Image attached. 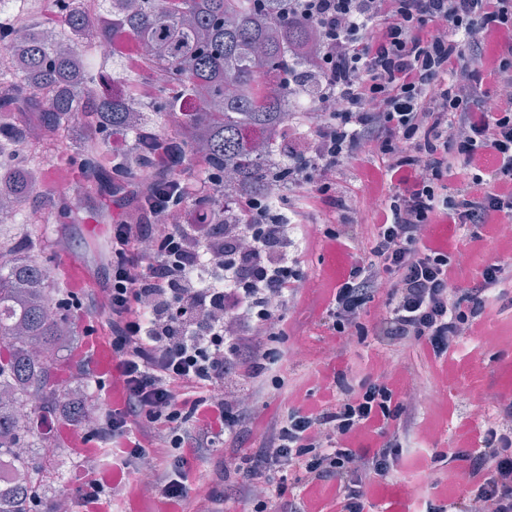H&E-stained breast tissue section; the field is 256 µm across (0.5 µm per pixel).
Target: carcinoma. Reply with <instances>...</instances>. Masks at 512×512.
Listing matches in <instances>:
<instances>
[{"mask_svg":"<svg viewBox=\"0 0 512 512\" xmlns=\"http://www.w3.org/2000/svg\"><path fill=\"white\" fill-rule=\"evenodd\" d=\"M43 0H18L9 20H0V137L25 142L30 122L23 112H38L45 136L26 154L7 159L0 153V224L21 222L17 208L55 214L58 224L72 219L69 206L37 189L47 179L43 163L57 155L79 160L83 197L94 199L124 182V175L147 166L153 115L166 118L165 136L189 158L203 159L211 172L231 177L224 187L236 195L270 196L282 188L280 166L268 159L270 129L284 121L290 98L320 94L317 71L318 28L306 18L282 11V0H132L109 13L103 0H54L63 28L48 40L41 29ZM28 46L15 59L16 41ZM130 43L126 65L94 63L93 43ZM166 73L165 83L154 80ZM100 82L109 84L103 93ZM126 139L112 148L111 136ZM224 192L204 193L194 206L222 210ZM59 272L0 248V391L25 408L30 402L47 413L61 411L64 397L55 383L56 343L74 335L47 284ZM35 444L24 420L0 407V455L19 444ZM18 473L0 485V512H36L43 503L46 468L34 455L17 456Z\"/></svg>","mask_w":512,"mask_h":512,"instance_id":"obj_1","label":"carcinoma"}]
</instances>
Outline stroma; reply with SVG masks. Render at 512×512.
<instances>
[{"label": "stroma", "mask_w": 512, "mask_h": 512, "mask_svg": "<svg viewBox=\"0 0 512 512\" xmlns=\"http://www.w3.org/2000/svg\"><path fill=\"white\" fill-rule=\"evenodd\" d=\"M72 187L66 200L74 219L68 224H44L40 230L52 239L48 248L31 252L32 262L50 266L58 256L72 257L77 270L59 277L53 285L54 298H74L69 309L73 335L63 337L58 348L63 361L57 372V382L65 399H72L78 386L73 378L74 366L69 359L72 348L94 350L105 356L107 338L102 327V313L98 301L112 269V257L107 248L108 237L120 213L127 208V201H120L110 194H103L94 202H87L78 190L80 169L75 160L60 159ZM378 164L372 149H365L358 160L342 165L336 171V193L346 201L345 208L333 211L322 206L316 209L308 229V243L303 246L299 260L304 273L298 307L289 311L288 319L294 330L290 342L283 348L288 352L289 372L306 376L307 386L314 397H321V375L327 362L344 368L349 377L380 374L384 367L379 362L381 344L374 338L359 340L355 336H331L320 323L319 299L322 287L334 266L343 262L320 239V226L327 220L335 221L338 228L363 237L360 224L362 215L375 207L385 195L384 189L374 188L367 181L369 173ZM302 342V355L292 354L294 342ZM450 372L440 367L424 366L416 355L403 359L399 372L407 383L413 398L415 426L410 432L413 452L423 453L427 448H455L462 446L468 430L481 425L484 417L499 405L512 401V315L487 310L476 334L462 337L455 357L450 362ZM423 387L426 396L414 395L416 387ZM33 433L49 438L51 445L37 449V456L45 458L48 465L46 494L55 496L73 492L86 474L83 450L78 442L85 428L81 421L64 420L55 416L33 413L27 420ZM222 454L197 462L194 466L196 489L204 490L206 499L197 501V512H210L208 497L213 489L222 487L226 462L235 453L237 443L223 441ZM419 473L402 471L394 484L377 491L372 500L379 512H413L419 496L428 492Z\"/></svg>", "instance_id": "35a3bbf8"}]
</instances>
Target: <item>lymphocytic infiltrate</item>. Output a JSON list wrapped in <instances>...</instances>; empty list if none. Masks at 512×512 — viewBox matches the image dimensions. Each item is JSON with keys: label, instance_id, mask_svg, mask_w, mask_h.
I'll use <instances>...</instances> for the list:
<instances>
[{"label": "lymphocytic infiltrate", "instance_id": "obj_1", "mask_svg": "<svg viewBox=\"0 0 512 512\" xmlns=\"http://www.w3.org/2000/svg\"><path fill=\"white\" fill-rule=\"evenodd\" d=\"M289 13L315 22L322 99L311 117L312 152L288 168L279 201L292 217H272L265 199L243 195L239 221L194 208L204 183L177 176L157 153L135 192V214L112 227V276L104 327L112 351V399L97 436L116 473L97 469L76 489L81 512H113L111 492L135 491L150 453L165 458L150 480L166 512H192V465L220 438L251 431L268 389L293 401L273 418L262 447L243 449L225 494L252 512H316V490L334 485L336 512H365L375 486L389 483L404 456L411 411L396 372L349 383L332 370L321 400L280 372L269 345L288 339L286 310L304 280L292 255L316 203L336 204L329 176L364 148L381 157L392 194L375 209L365 256L323 295V320L341 336H377L387 355L408 349L444 363L486 310L512 305V259L487 262L456 287L460 247L482 248L512 219V0H288ZM217 257L204 286L191 268ZM386 314L361 318L379 289ZM263 323L265 333L253 335ZM435 465L464 463V493L436 491L423 512H512V402L485 420L461 448L436 451ZM300 473L297 493L288 472Z\"/></svg>", "mask_w": 512, "mask_h": 512}]
</instances>
